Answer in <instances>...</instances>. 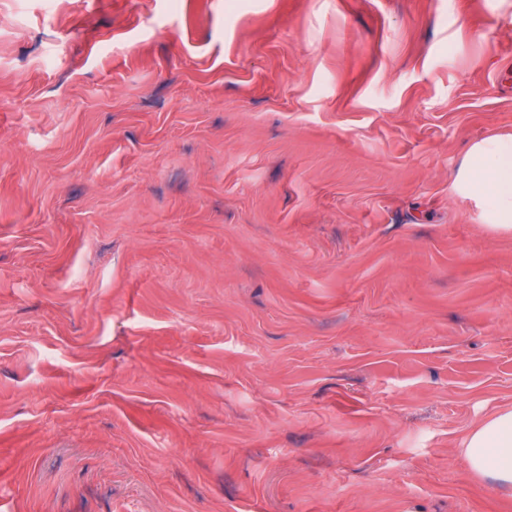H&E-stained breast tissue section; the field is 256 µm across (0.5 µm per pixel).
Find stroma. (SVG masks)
<instances>
[{
    "instance_id": "35a3bbf8",
    "label": "stroma",
    "mask_w": 512,
    "mask_h": 512,
    "mask_svg": "<svg viewBox=\"0 0 512 512\" xmlns=\"http://www.w3.org/2000/svg\"><path fill=\"white\" fill-rule=\"evenodd\" d=\"M512 0H0V512H512ZM453 187L482 210L484 226L512 233V134L474 142L453 175ZM460 449L472 474L512 485V408L498 410L471 427Z\"/></svg>"
}]
</instances>
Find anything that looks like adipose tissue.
I'll use <instances>...</instances> for the list:
<instances>
[{
  "label": "adipose tissue",
  "mask_w": 512,
  "mask_h": 512,
  "mask_svg": "<svg viewBox=\"0 0 512 512\" xmlns=\"http://www.w3.org/2000/svg\"><path fill=\"white\" fill-rule=\"evenodd\" d=\"M453 187L482 210L486 228L512 233V134L474 142L453 175ZM468 470L512 485V408L471 427L461 443Z\"/></svg>",
  "instance_id": "obj_1"
}]
</instances>
